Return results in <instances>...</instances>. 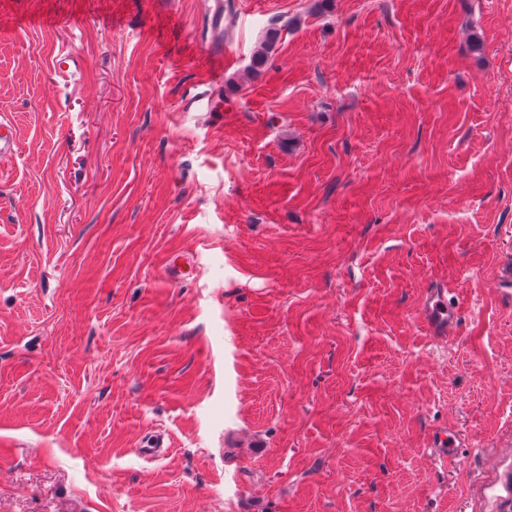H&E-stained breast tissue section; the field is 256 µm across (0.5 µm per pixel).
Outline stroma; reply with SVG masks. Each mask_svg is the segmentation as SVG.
I'll return each instance as SVG.
<instances>
[{
	"label": "stroma",
	"instance_id": "35a3bbf8",
	"mask_svg": "<svg viewBox=\"0 0 512 512\" xmlns=\"http://www.w3.org/2000/svg\"><path fill=\"white\" fill-rule=\"evenodd\" d=\"M213 4L0 0V512H512V0ZM279 29H269L262 41L260 47L254 52L250 68L254 72H259L268 62L273 51L274 45L278 40ZM448 290L435 288L424 300V317L429 333L434 338L447 341L457 331V312L448 304ZM464 440V437L457 431L445 428L433 436L431 447H433L435 456L438 459L446 460L457 453Z\"/></svg>",
	"mask_w": 512,
	"mask_h": 512
}]
</instances>
